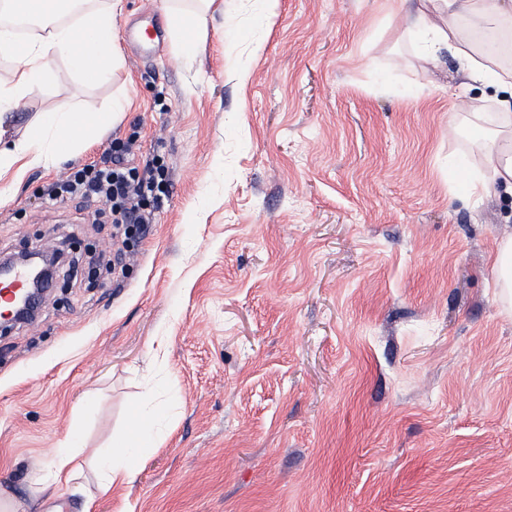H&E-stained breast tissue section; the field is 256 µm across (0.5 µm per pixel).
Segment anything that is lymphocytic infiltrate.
Listing matches in <instances>:
<instances>
[{
    "mask_svg": "<svg viewBox=\"0 0 512 512\" xmlns=\"http://www.w3.org/2000/svg\"><path fill=\"white\" fill-rule=\"evenodd\" d=\"M169 169L156 157L143 158L132 143L108 145L101 157L70 169L46 193L54 203L69 195L107 207L114 224L116 249L104 250L108 275L125 270L132 253L129 243L156 223L169 195Z\"/></svg>",
    "mask_w": 512,
    "mask_h": 512,
    "instance_id": "obj_1",
    "label": "lymphocytic infiltrate"
}]
</instances>
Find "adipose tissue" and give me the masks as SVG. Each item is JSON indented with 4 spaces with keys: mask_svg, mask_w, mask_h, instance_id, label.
Masks as SVG:
<instances>
[{
    "mask_svg": "<svg viewBox=\"0 0 512 512\" xmlns=\"http://www.w3.org/2000/svg\"><path fill=\"white\" fill-rule=\"evenodd\" d=\"M8 5L12 13L33 20L42 34L20 53L12 80L0 84V112L35 93L51 75L57 59H67L88 84L105 80L111 66L119 63L116 18L122 11L120 0L105 9L78 7L74 0H8ZM415 14L430 36V55L448 50L466 78L512 87V68L497 66L475 36L479 29L496 30L507 38L504 52H511L512 4L505 0H417ZM115 117V112L92 107L47 114L26 138L0 139V172L12 170L20 176L30 168L77 155ZM476 118L491 127L489 145L479 157L484 174L470 183L471 196L481 198L497 184L512 189V115L491 118L480 112Z\"/></svg>",
    "mask_w": 512,
    "mask_h": 512,
    "instance_id": "1",
    "label": "adipose tissue"
}]
</instances>
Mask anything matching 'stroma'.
Listing matches in <instances>:
<instances>
[{"mask_svg": "<svg viewBox=\"0 0 512 512\" xmlns=\"http://www.w3.org/2000/svg\"><path fill=\"white\" fill-rule=\"evenodd\" d=\"M156 55L68 61L0 130L127 106L84 154L5 177L0 253L64 249L37 321L0 334V489L81 512L94 479L31 498L81 445L105 460L147 414L160 444L95 512H512V308L492 254L512 190L467 191L483 127L460 101L512 89L430 57L412 0H215L195 50L171 11ZM164 158L172 193L120 281L88 262L112 226L42 191L110 141ZM461 156L466 166H449Z\"/></svg>", "mask_w": 512, "mask_h": 512, "instance_id": "35a3bbf8", "label": "stroma"}]
</instances>
